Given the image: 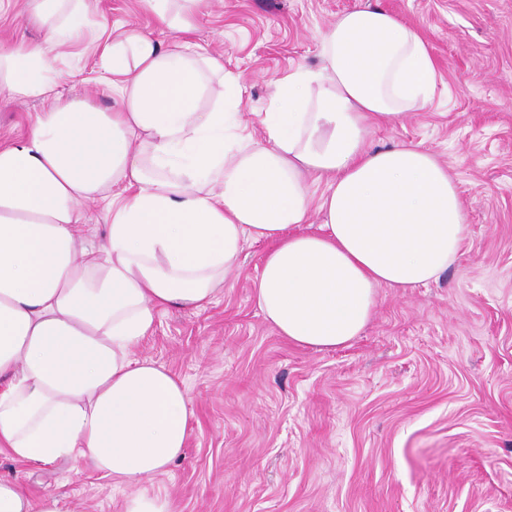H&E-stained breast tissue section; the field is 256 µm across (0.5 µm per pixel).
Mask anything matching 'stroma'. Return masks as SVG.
I'll return each mask as SVG.
<instances>
[{
  "label": "stroma",
  "mask_w": 512,
  "mask_h": 512,
  "mask_svg": "<svg viewBox=\"0 0 512 512\" xmlns=\"http://www.w3.org/2000/svg\"><path fill=\"white\" fill-rule=\"evenodd\" d=\"M366 4L416 29L438 71L433 100L370 142L418 143L447 165L467 216L462 254L437 282L379 288L368 325L335 351L291 344L264 319L253 288L265 241L247 245L211 305L161 311L135 354L192 402L183 456L147 482L173 512H512V0H210L183 34L142 0H92L91 19L223 55L238 133L260 142L275 83L321 66V32ZM57 68L62 98L107 106L89 40ZM42 107L0 96V144ZM0 478L65 512H122L126 494L88 463L28 467L3 450Z\"/></svg>",
  "instance_id": "1"
}]
</instances>
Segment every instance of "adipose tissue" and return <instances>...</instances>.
<instances>
[{"label":"adipose tissue","mask_w":512,"mask_h":512,"mask_svg":"<svg viewBox=\"0 0 512 512\" xmlns=\"http://www.w3.org/2000/svg\"><path fill=\"white\" fill-rule=\"evenodd\" d=\"M39 43L0 50V94L46 104L0 146V447L28 464L84 460L128 487L123 512H172L144 488L183 453L191 401L164 366L134 356L158 311L200 310L266 240L254 288L289 342L347 346L376 290L429 284L458 258L466 214L455 179L414 143L376 149L372 127L424 108L437 87L427 43L369 5L337 15L319 68L277 81L264 142L233 130L235 107L201 106L222 59L162 49L136 25L100 48L117 99H53L59 47L89 31L90 0H28ZM207 0H143L160 26L191 30ZM327 193L312 206L307 176ZM110 223L79 255L84 204ZM317 232H301L312 211ZM0 512H63L0 479Z\"/></svg>","instance_id":"obj_1"}]
</instances>
